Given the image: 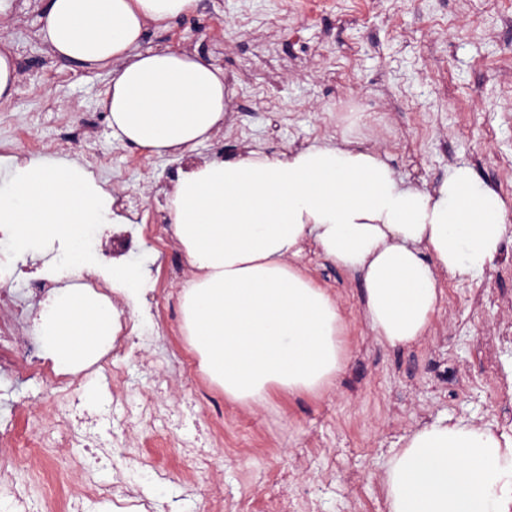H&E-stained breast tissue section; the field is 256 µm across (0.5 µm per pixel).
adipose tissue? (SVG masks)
<instances>
[{
	"instance_id": "1",
	"label": "adipose tissue",
	"mask_w": 512,
	"mask_h": 512,
	"mask_svg": "<svg viewBox=\"0 0 512 512\" xmlns=\"http://www.w3.org/2000/svg\"><path fill=\"white\" fill-rule=\"evenodd\" d=\"M197 0H44L38 36L54 56L111 67L101 101L111 134L158 155H182L224 123L232 91L219 66L183 50L143 47L148 26ZM170 233L192 269L185 327L202 370L227 398L266 402L271 389L318 392L343 368L335 299L296 265L307 248L361 272L365 317L390 345L431 333L441 274L472 280L490 267L512 211L466 164L438 188L398 180L378 154L350 144L267 155L243 146L193 164L169 200ZM109 198L76 166L32 161L0 179V227L13 247L66 240L74 277L108 223ZM118 314L78 284L56 291L33 323L63 367L92 360ZM388 512H501L512 457L489 431L438 420L417 431L386 471Z\"/></svg>"
}]
</instances>
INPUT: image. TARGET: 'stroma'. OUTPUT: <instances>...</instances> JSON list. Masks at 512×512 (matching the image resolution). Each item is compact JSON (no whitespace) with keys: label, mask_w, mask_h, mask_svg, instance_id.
<instances>
[{"label":"stroma","mask_w":512,"mask_h":512,"mask_svg":"<svg viewBox=\"0 0 512 512\" xmlns=\"http://www.w3.org/2000/svg\"><path fill=\"white\" fill-rule=\"evenodd\" d=\"M42 15L39 0H16L12 16L0 20V52L20 74L9 120L0 122V176L25 154L14 133L30 113L43 149L40 161L84 166L94 155L101 166L90 175L110 196L134 195L156 204L154 227L137 251L125 258L152 289L167 287V300L180 304L190 278L187 263L171 267L173 241L166 201L174 173L190 161L223 157L242 144L271 154L295 146L334 143L380 154L406 182L433 189L453 166L466 164L512 207V0H198L194 12L150 27L147 47L184 49L223 68L234 94L221 131L184 157L147 155L112 138L100 105L109 69L88 70L50 58L35 36ZM91 132L76 146L63 145L65 132L85 123ZM151 179H143L142 168ZM64 241L45 243L34 253L0 247V279L13 301L40 313L29 281L50 277ZM304 271L333 294L342 317L344 367L333 386L320 393L273 390L263 405L225 398L203 373L195 378L224 401L225 439L238 450L216 453L200 487L221 481L233 490L262 496L261 472L301 465L307 480H320L328 459L336 480L357 472L366 497L383 485L386 463L413 432L445 418L495 430L501 404L489 387L484 344L500 325L512 322V223L500 253L476 281L444 276L446 299L425 341L392 346L381 341L364 315V286L358 273L310 253ZM195 351L183 322L168 335H147L130 373L135 387L153 380V364L164 366L173 390H180L182 361ZM49 379L25 370L0 375V427L37 432L43 457L36 469L69 474L53 503H44L37 480L30 486L34 512H65L73 490L87 484L111 486L119 470L132 467L139 489L154 496L164 512H203L201 496L183 499L180 469L183 441L214 422L204 406L184 409L185 423L165 440L148 439L132 462L118 455L91 459L87 449L58 447L55 402ZM322 433L321 453L299 458L310 429ZM369 436L373 454L347 456V443Z\"/></svg>","instance_id":"obj_1"}]
</instances>
